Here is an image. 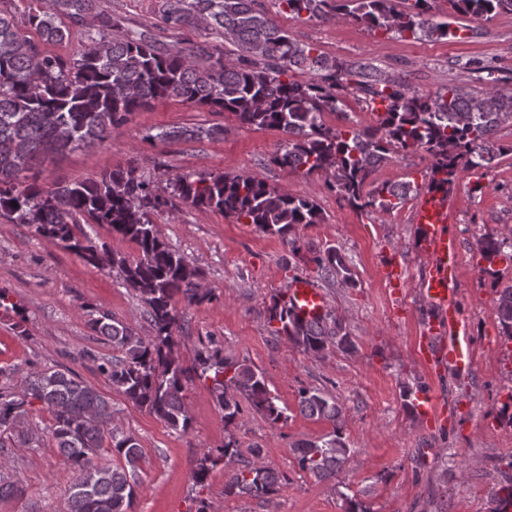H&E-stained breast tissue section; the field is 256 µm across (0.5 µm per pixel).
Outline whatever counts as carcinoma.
<instances>
[{
  "label": "carcinoma",
  "instance_id": "1",
  "mask_svg": "<svg viewBox=\"0 0 512 512\" xmlns=\"http://www.w3.org/2000/svg\"><path fill=\"white\" fill-rule=\"evenodd\" d=\"M45 10L20 22L0 9V218L26 224L41 238L61 245L96 268L116 272L143 303L152 335L143 338L100 308L89 313L88 325L112 346V356L84 358L96 364L112 386L175 431L187 433L192 416L185 402L190 374L211 383L224 411V425L235 423L247 403L276 424L286 419L263 373L224 360L221 349L207 347L184 365L173 339L178 317L174 298L189 306L215 299L203 287V272L160 238L151 216L171 213L180 204L211 209L264 232L276 234L293 255L315 266L327 283L357 287L345 257L335 248L301 247L291 237L296 227L319 224L322 212L312 196H293L257 174L221 173L192 178L166 175L165 186L136 166L116 167L85 180L42 185L27 175L41 154L103 143L133 112L159 99L228 112L241 126L276 129L285 134L272 162L303 174L319 175L324 187L357 210L391 213L408 200L409 181L383 182L365 190L375 168L395 155L425 152L432 158L431 183L451 187L459 173L490 167L512 146L498 142L501 126L512 123V89L498 85L488 66L484 87L450 84L432 95L414 91L390 78L369 61L338 60L311 44H302L255 7L256 0H169L166 23L180 27L204 21L238 47L233 60L216 59L203 46H165L149 34L112 32V16L99 10V0H43ZM298 18L345 19L373 31L403 38L441 40L460 37L432 13L437 0H279ZM448 13L473 20L512 14V0H444ZM94 15L85 32L87 46L78 57L63 59L42 50L23 31L35 29L40 41L65 40L69 30L58 22L65 15L76 23ZM296 71L312 77L292 79ZM354 96L376 113L366 127L330 126L327 114H346ZM385 105L377 111L376 104ZM211 130L163 129L159 141L200 140ZM138 249L130 260L100 240L96 228ZM505 240L486 234L478 252L491 265ZM270 321L303 353L322 357L329 350L354 349L344 320L329 310L306 323L275 299ZM493 315L512 339V284L496 289ZM232 376H227V373ZM48 412L50 441L78 473L69 489L68 512H133L141 445L132 434L112 426V404L95 387L62 364L36 368L21 377L19 388L0 387V497L19 491L18 482L1 473L13 443L28 444L33 435L14 430L28 422L35 404ZM301 415L331 424L316 440L292 445L301 470L318 481L336 477L351 448L344 436L342 409L336 399L316 388H301ZM115 462L103 464L101 452ZM241 461L224 487L228 494L255 498L275 495L280 474L257 461L241 460L233 439L203 454L193 470L195 484L205 486L211 470ZM493 512H512V476L495 495Z\"/></svg>",
  "mask_w": 512,
  "mask_h": 512
}]
</instances>
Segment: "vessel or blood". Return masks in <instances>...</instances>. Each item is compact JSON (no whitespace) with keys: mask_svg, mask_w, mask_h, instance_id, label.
Segmentation results:
<instances>
[{"mask_svg":"<svg viewBox=\"0 0 512 512\" xmlns=\"http://www.w3.org/2000/svg\"><path fill=\"white\" fill-rule=\"evenodd\" d=\"M455 211L446 191L421 190L412 222L416 231V251L427 264L420 282V294L429 312L417 351L432 372L452 369L469 373L473 366V349L468 327L460 313L456 288L460 241L451 230ZM381 276L394 292L404 288L405 270L401 262L390 259L381 265ZM284 300L295 315L307 322L321 318L327 303L322 291L310 279L294 281L284 293ZM417 411L432 424H445V408L436 404L433 395L419 396Z\"/></svg>","mask_w":512,"mask_h":512,"instance_id":"obj_1","label":"vessel or blood"}]
</instances>
